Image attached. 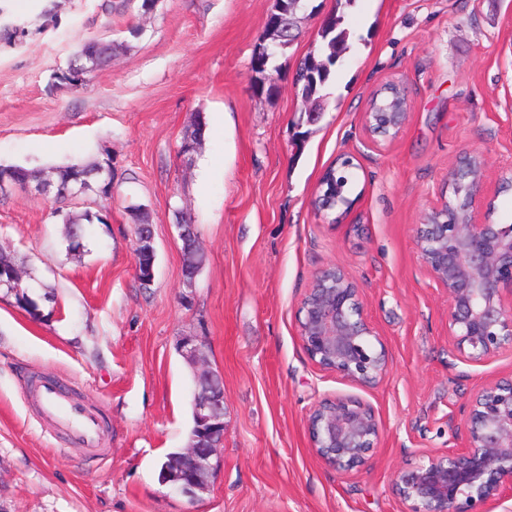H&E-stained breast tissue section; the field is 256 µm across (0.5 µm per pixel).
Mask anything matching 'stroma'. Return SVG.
I'll return each mask as SVG.
<instances>
[{
  "label": "stroma",
  "instance_id": "stroma-1",
  "mask_svg": "<svg viewBox=\"0 0 512 512\" xmlns=\"http://www.w3.org/2000/svg\"><path fill=\"white\" fill-rule=\"evenodd\" d=\"M275 0H0V165L47 171L110 161V200L12 190L0 195V247L29 269L39 317L0 294V504L8 512H403L397 469L462 447L471 392L512 372V351L479 365L448 346V300L419 259L416 226L463 152L489 180L512 170V0H309L299 38L275 64L279 89L253 87L251 59ZM342 16L348 49L300 122L291 79L320 17ZM111 43L110 66L62 81L82 43ZM398 82L404 127L373 145V94ZM204 142L185 166L195 117ZM358 166L351 211L311 199L341 154ZM154 230L151 287L135 270L132 207ZM191 214L206 261L184 292L177 210ZM72 250L63 218L84 211ZM343 267L391 364L362 387L319 370L297 333L314 274ZM201 337L224 382V453L190 499L163 484L191 423L192 370L179 337ZM77 388L102 419L105 455L44 424L33 377ZM370 404L382 437L366 465L327 469L306 419L326 396Z\"/></svg>",
  "mask_w": 512,
  "mask_h": 512
}]
</instances>
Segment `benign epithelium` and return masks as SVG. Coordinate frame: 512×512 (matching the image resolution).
I'll return each instance as SVG.
<instances>
[{
  "label": "benign epithelium",
  "mask_w": 512,
  "mask_h": 512,
  "mask_svg": "<svg viewBox=\"0 0 512 512\" xmlns=\"http://www.w3.org/2000/svg\"><path fill=\"white\" fill-rule=\"evenodd\" d=\"M283 44H262L255 57L254 84L276 88L269 59ZM454 199L430 207L417 228L420 261L448 298V345L454 356L481 364L512 349V224H495L489 216L493 197L486 182L485 160L476 150L464 153L450 173ZM34 190L76 197L83 186L40 177ZM186 266L195 264L199 247L194 225L177 223ZM154 238L137 242L135 269L145 286L154 279ZM22 272L0 274V289L22 295ZM298 335L311 362L360 386L377 384L390 358L365 314L361 288L341 267L320 269L300 303ZM177 349L195 379L211 388L195 395L196 429L161 481L191 498L208 487L224 451V384L207 360L198 336H182ZM465 445L427 452L400 469L393 490L404 512H481L512 500V375L485 381L463 410ZM309 446L321 463L338 473L362 468L381 439L374 409L349 395L326 397L307 418Z\"/></svg>",
  "instance_id": "7a95c632"
}]
</instances>
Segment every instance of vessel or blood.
<instances>
[{
	"label": "vessel or blood",
	"mask_w": 512,
	"mask_h": 512,
	"mask_svg": "<svg viewBox=\"0 0 512 512\" xmlns=\"http://www.w3.org/2000/svg\"><path fill=\"white\" fill-rule=\"evenodd\" d=\"M42 418L76 442L97 449L102 427L97 417L85 405L55 384L44 379L35 387Z\"/></svg>",
	"instance_id": "1"
}]
</instances>
